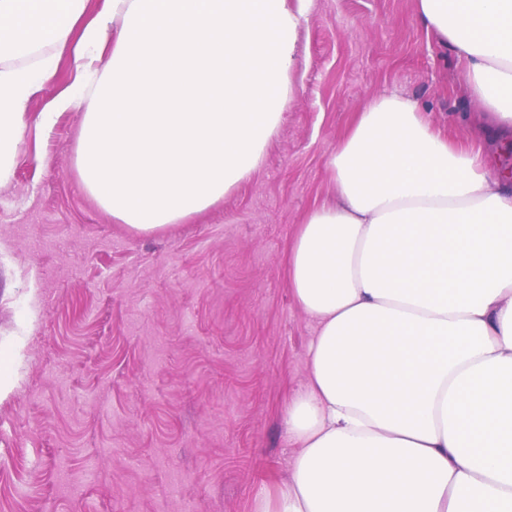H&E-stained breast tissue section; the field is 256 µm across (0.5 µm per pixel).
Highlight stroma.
<instances>
[{
    "instance_id": "35a3bbf8",
    "label": "stroma",
    "mask_w": 512,
    "mask_h": 512,
    "mask_svg": "<svg viewBox=\"0 0 512 512\" xmlns=\"http://www.w3.org/2000/svg\"><path fill=\"white\" fill-rule=\"evenodd\" d=\"M417 0H314L295 95L260 169L181 224H120L76 168L85 106L31 96L0 176V512H255L297 451L285 415L315 333L286 253L332 200L359 112L396 92L450 140L477 103Z\"/></svg>"
}]
</instances>
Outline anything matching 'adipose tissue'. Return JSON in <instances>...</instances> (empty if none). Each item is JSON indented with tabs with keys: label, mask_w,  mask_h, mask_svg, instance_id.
I'll return each mask as SVG.
<instances>
[{
	"label": "adipose tissue",
	"mask_w": 512,
	"mask_h": 512,
	"mask_svg": "<svg viewBox=\"0 0 512 512\" xmlns=\"http://www.w3.org/2000/svg\"><path fill=\"white\" fill-rule=\"evenodd\" d=\"M0 0V175L30 97L72 50L42 113L90 101L77 170L121 223L200 214L265 158L311 0ZM479 105L449 143L417 103L374 97L328 159L337 201L288 251L316 333L288 406L298 451L255 512H512V0H417Z\"/></svg>",
	"instance_id": "obj_1"
}]
</instances>
